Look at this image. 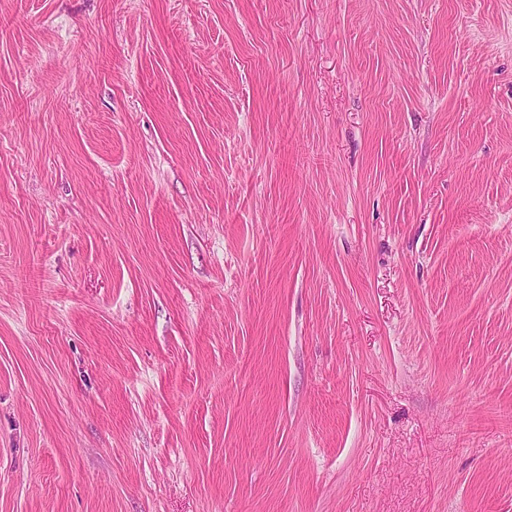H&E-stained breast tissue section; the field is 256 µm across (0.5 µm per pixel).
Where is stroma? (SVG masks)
<instances>
[{
	"mask_svg": "<svg viewBox=\"0 0 512 512\" xmlns=\"http://www.w3.org/2000/svg\"><path fill=\"white\" fill-rule=\"evenodd\" d=\"M0 512H512V0H0Z\"/></svg>",
	"mask_w": 512,
	"mask_h": 512,
	"instance_id": "obj_1",
	"label": "stroma"
}]
</instances>
